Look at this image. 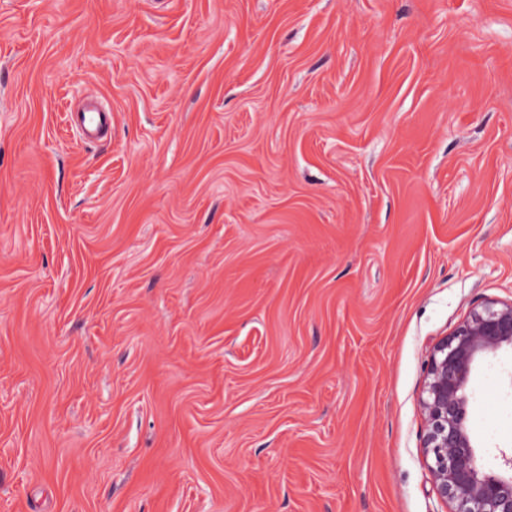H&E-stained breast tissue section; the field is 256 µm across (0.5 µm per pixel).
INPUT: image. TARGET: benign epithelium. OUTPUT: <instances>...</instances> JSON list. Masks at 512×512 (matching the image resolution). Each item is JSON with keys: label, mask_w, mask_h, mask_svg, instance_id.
Segmentation results:
<instances>
[{"label": "benign epithelium", "mask_w": 512, "mask_h": 512, "mask_svg": "<svg viewBox=\"0 0 512 512\" xmlns=\"http://www.w3.org/2000/svg\"><path fill=\"white\" fill-rule=\"evenodd\" d=\"M512 350V300L473 307L432 347L420 399L423 448L433 486L448 512H512V457L504 469L479 465L470 428V380L488 356Z\"/></svg>", "instance_id": "obj_1"}]
</instances>
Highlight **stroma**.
Instances as JSON below:
<instances>
[{"mask_svg": "<svg viewBox=\"0 0 512 512\" xmlns=\"http://www.w3.org/2000/svg\"><path fill=\"white\" fill-rule=\"evenodd\" d=\"M487 298L512 0H0V512H446L425 367ZM470 392L502 468L512 352ZM69 120L82 138L102 142L109 136L112 113L97 110L70 112Z\"/></svg>", "mask_w": 512, "mask_h": 512, "instance_id": "35a3bbf8", "label": "stroma"}]
</instances>
